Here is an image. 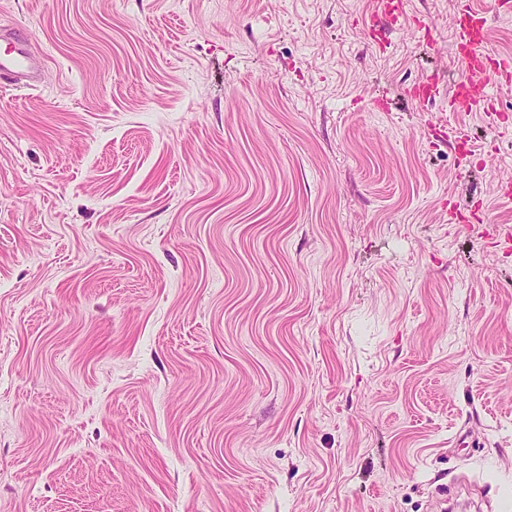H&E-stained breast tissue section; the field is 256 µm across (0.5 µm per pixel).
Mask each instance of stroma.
Returning a JSON list of instances; mask_svg holds the SVG:
<instances>
[{"mask_svg":"<svg viewBox=\"0 0 512 512\" xmlns=\"http://www.w3.org/2000/svg\"><path fill=\"white\" fill-rule=\"evenodd\" d=\"M372 9L0 0V512H512V131ZM46 56L33 50V37L25 25L0 29V81L13 89L42 86Z\"/></svg>","mask_w":512,"mask_h":512,"instance_id":"stroma-1","label":"stroma"}]
</instances>
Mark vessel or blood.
Instances as JSON below:
<instances>
[{
	"mask_svg": "<svg viewBox=\"0 0 512 512\" xmlns=\"http://www.w3.org/2000/svg\"><path fill=\"white\" fill-rule=\"evenodd\" d=\"M407 0H374L376 27L396 26L404 18ZM488 19L485 11L465 6L458 21L457 41L466 73L451 94H444L434 77H426L410 90L416 100L447 96L452 112L493 113L495 107L486 86L491 80L512 77V58H493L488 47ZM46 57L33 49L30 29L14 25L0 29V82L13 89H36L42 85Z\"/></svg>",
	"mask_w": 512,
	"mask_h": 512,
	"instance_id": "vessel-or-blood-1",
	"label": "vessel or blood"
}]
</instances>
